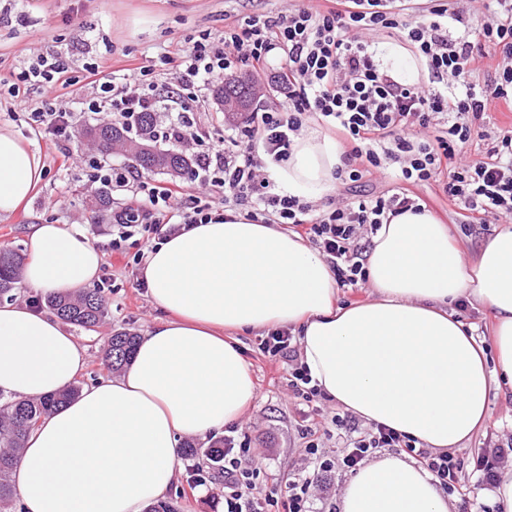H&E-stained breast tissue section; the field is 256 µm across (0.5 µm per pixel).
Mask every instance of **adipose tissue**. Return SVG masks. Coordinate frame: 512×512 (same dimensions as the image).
Masks as SVG:
<instances>
[{"label": "adipose tissue", "mask_w": 512, "mask_h": 512, "mask_svg": "<svg viewBox=\"0 0 512 512\" xmlns=\"http://www.w3.org/2000/svg\"><path fill=\"white\" fill-rule=\"evenodd\" d=\"M381 67L406 82L421 65L407 42L386 44ZM342 151L310 128L287 160L266 158L284 194L316 201L336 190ZM41 156L0 126V216L36 192ZM24 282L76 294L98 281L104 254L63 224L33 225ZM373 296L342 306L317 249L274 224L228 210L148 250L140 280L159 317L117 377L53 409L29 434L11 473L24 512H145L177 482L180 440L239 421L257 387L239 334L289 327L312 382L345 411L435 452L463 448L488 418L492 389L512 390V227L467 260L429 211L391 217L365 264ZM468 301L493 320L490 340L459 320ZM86 349L56 314L0 304V392L57 395L79 377ZM340 512H453L437 479L403 454L362 465Z\"/></svg>", "instance_id": "1"}]
</instances>
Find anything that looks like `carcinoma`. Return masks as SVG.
Returning a JSON list of instances; mask_svg holds the SVG:
<instances>
[{"label": "carcinoma", "mask_w": 512, "mask_h": 512, "mask_svg": "<svg viewBox=\"0 0 512 512\" xmlns=\"http://www.w3.org/2000/svg\"><path fill=\"white\" fill-rule=\"evenodd\" d=\"M256 87L250 78L230 77L217 88L216 97L235 99L242 103L247 112L253 111L257 96L252 92ZM128 131L110 123L85 129L87 139L102 156H109L117 145H124ZM137 166L154 172L167 174L186 173L190 159L170 150H159L137 160ZM23 256L16 250L0 249V296H11L21 282ZM46 304L61 320L84 329L96 327L108 314V302L100 289L92 288L78 295L53 294L45 298ZM136 343V336L127 332H116L109 337L104 350L103 361L109 370H119L130 358ZM78 393L72 387L57 396L27 401H17L0 392V512H11L15 491L10 482V472L17 459V453L24 447L25 439L41 419L53 408L71 399Z\"/></svg>", "instance_id": "obj_1"}]
</instances>
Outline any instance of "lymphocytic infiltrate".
<instances>
[{
  "label": "lymphocytic infiltrate",
  "mask_w": 512,
  "mask_h": 512,
  "mask_svg": "<svg viewBox=\"0 0 512 512\" xmlns=\"http://www.w3.org/2000/svg\"><path fill=\"white\" fill-rule=\"evenodd\" d=\"M485 17L474 26L457 0H310L274 14L246 17L220 35L202 34L186 48L160 57L176 64L180 89L165 93L158 65L109 72L92 67L75 75L55 53L41 54L15 73L8 87L13 111L24 113L36 137L72 139L76 111L122 123L139 113H157L168 140L194 152L189 181H158L136 167L118 168L95 155L76 151L77 165L95 182L116 185L127 199L113 207V253L132 254L141 263L146 247L163 232L187 224H216L229 209L244 211L259 224H280L306 238L322 254L339 287L367 281L365 233H377L388 216L420 210L416 185L440 187L467 224L512 223V126L500 125L499 106L512 110V0H482ZM384 29L402 30L427 77L397 80L376 62L374 37ZM282 66L274 78L277 107L256 106L236 137L201 136L190 118L189 90L204 91L232 76L238 66L263 72L271 58ZM86 85L90 98L77 108L59 102L61 91ZM336 132L346 144L341 184L372 171L386 172L391 186L379 194L357 195L329 209L280 194L267 177L263 156L287 159L294 138L309 119ZM268 357L282 361L294 395L312 402L320 392L297 355L290 329L271 330L261 341ZM347 430L337 466L356 470L382 448H403L441 485L456 490L460 463L451 453L416 446L413 439L375 424L356 432L349 415L334 414ZM512 460V436L487 441L472 458L480 486L497 483ZM260 461L248 440L224 439L225 512H313L323 486L318 474L260 482Z\"/></svg>",
  "instance_id": "obj_1"
}]
</instances>
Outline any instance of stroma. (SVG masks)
<instances>
[{"label":"stroma","instance_id":"stroma-1","mask_svg":"<svg viewBox=\"0 0 512 512\" xmlns=\"http://www.w3.org/2000/svg\"><path fill=\"white\" fill-rule=\"evenodd\" d=\"M273 8L272 0H30L26 10L0 11V80H9L13 68L50 52L69 54L78 70L94 62L107 71L145 65L163 51L187 45L201 31L218 35L237 19ZM9 102L7 93L0 91V125L13 126L33 144L45 165V177L24 207L0 217V248L27 249L32 225L52 223L89 233L104 252L97 286L109 300L108 316L93 329L73 330L87 354V367L76 380L82 387L108 376L102 351L109 336L122 330L142 334L154 323L157 312L145 290L135 287L138 267L131 257L110 250V207L90 208L99 195L115 200L118 192L88 181L82 172L63 169L64 143L36 140L25 121L8 112ZM414 192L426 199L436 218L450 226L466 253H474L496 231L492 225L460 224L447 199L428 187H415ZM261 339L256 332L241 337L257 395L235 427L248 435L252 448L263 456L262 477L269 481L286 476L306 456L299 416L304 402L289 389L287 372L264 357ZM493 434H512V402L499 395L491 400L485 427L457 450V457L469 461ZM179 468L176 488L181 495L174 501L178 512H224L223 479L194 488L187 461H180Z\"/></svg>","mask_w":512,"mask_h":512}]
</instances>
